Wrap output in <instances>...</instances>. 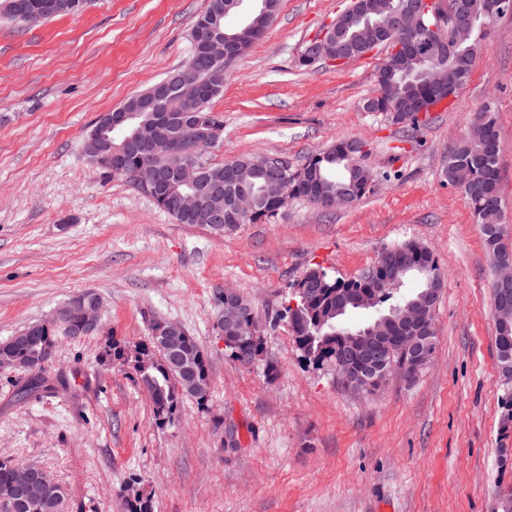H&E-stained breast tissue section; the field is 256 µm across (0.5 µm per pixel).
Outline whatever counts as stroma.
Here are the masks:
<instances>
[{"mask_svg":"<svg viewBox=\"0 0 512 512\" xmlns=\"http://www.w3.org/2000/svg\"><path fill=\"white\" fill-rule=\"evenodd\" d=\"M348 2L280 0L212 102L224 141L207 158L279 156L298 168L360 140L374 188L332 210L292 198L224 236L177 223L83 151L101 115L186 63L207 0H91L44 23L0 18V339L90 290L115 339L148 344L158 316L197 339L211 370L207 401L181 400L163 424L132 365H99L96 335L60 339L47 375L67 389L26 395L23 374L0 373V458L38 462L66 488L63 512H127L136 492L155 512H497L512 489L493 270L468 198L443 175L449 149L491 108L512 231V15L496 21L451 108L412 126L363 109L385 50L299 65ZM412 239L443 274L433 358L414 382L396 371L374 393L347 391L330 366L304 360L278 314L309 268L354 278ZM227 286L262 330L247 366L213 328Z\"/></svg>","mask_w":512,"mask_h":512,"instance_id":"1","label":"stroma"}]
</instances>
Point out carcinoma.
Returning a JSON list of instances; mask_svg holds the SVG:
<instances>
[{
	"label": "carcinoma",
	"instance_id": "1",
	"mask_svg": "<svg viewBox=\"0 0 512 512\" xmlns=\"http://www.w3.org/2000/svg\"><path fill=\"white\" fill-rule=\"evenodd\" d=\"M25 0H3L0 12L8 19L28 23L27 13L23 9ZM253 6L247 17L235 28H228L227 19L237 15L240 10L227 13H212L211 8L197 19L192 32V51L185 66L168 79L182 83L185 92H176L162 100L154 109L164 115V130L167 137L178 139L185 144L181 153H173L167 144L159 140L148 152L122 153L123 172L119 176L134 180V174L141 169L154 168L165 174V182L160 190L151 195L154 202L180 224L200 225L222 235L231 232L242 224H257L276 214L290 198H302L317 204L322 197L334 195L348 187L358 189V198L371 191L374 182L373 173L364 166L361 158H349L344 152V141L339 140L330 148L313 155L306 163L313 174L307 183V174L299 169L288 167L278 179H273L252 167L250 158L239 157L222 164L204 161L202 149L220 145L224 140V116L211 107V101L224 92V79L227 65L224 61L209 62L201 45L195 42L197 30L209 22L218 23L224 32L235 33L246 26L263 32L271 20L267 15L259 14L258 0H252ZM493 25L477 26L476 40L469 45L450 51L452 56H462L476 63L480 47L491 36ZM425 73L418 78L405 77L397 72V66L389 59L383 61L378 69L382 77L393 76L397 95L380 98L376 95L368 98L364 109L368 112H387L395 123L413 120L412 102L418 97L430 98L435 106L440 100L433 98L430 81L431 64L424 66ZM152 88L132 95L125 101L129 111L138 114L136 122L152 119L149 101ZM127 135V129H115L107 134L112 144L96 137V129H91L84 143L85 151H96L101 158H107L115 147L120 145ZM501 151H491L483 142L463 139L448 151V168L445 178L448 183L461 188L468 197L473 216L482 224L485 244L493 261L512 260V248L505 244L507 231L505 225L494 224V210L489 207L490 200L501 197L499 189V157ZM201 161V181L220 187V191L204 198L191 211L178 208V197L188 188L177 181V171L181 165ZM234 167L237 182L249 187L258 198L255 212L236 220L224 219L215 222V215L226 214L229 208L232 188L224 184V168ZM402 251V260L407 270L400 272L399 264H383L374 269L370 279L362 276L355 279H339L328 274L322 267L309 269L304 277L315 283L317 291L305 304H299L294 312V323L298 329L292 331L296 348L309 363H333L345 354L350 345V337L365 328L379 330V335L391 337L387 348L386 362L382 372L375 375V382L367 387L362 383L348 386L354 392L368 393L376 389L386 379V374L397 370L408 380H414L427 364V360L405 352L396 337L402 335L400 328L391 323L387 316L393 306L418 303L423 308L424 322L433 323L435 308L422 298L428 289L442 290V277L438 262L432 251L416 240L404 241L385 249L389 255ZM417 278L420 286L411 292H404L406 281ZM396 281V288L375 289L384 281ZM379 291V310L372 312L370 319L360 326L344 324V318L358 310V297L362 294ZM162 320H149L151 348L157 350L153 356L144 353L146 346L131 348L114 339L111 333L104 335L98 363L109 366L114 362L131 363L139 373L140 383L153 406L156 420L164 423L171 419L177 410L179 400L191 397L203 403L208 397L210 379L207 361L197 339L185 333V339L179 346V352L190 368V378L186 379L175 372L173 356L160 347L162 339L154 335ZM496 349L498 361L503 372L512 374V319L506 323L496 322ZM78 340L84 337L80 332V320L77 317L67 319L52 318L47 322H35L25 326L13 336L0 340V362L7 363V370H15L26 376L25 387L29 391L41 388L52 389L48 383L47 369L40 366L44 359L54 360L59 337ZM263 340L248 342L240 346L239 352L231 353L233 359L243 365L251 364L260 354ZM15 463L9 459H0V512H62L67 496L65 488L51 478L44 470L35 472L31 483L22 493L14 489Z\"/></svg>",
	"mask_w": 512,
	"mask_h": 512
}]
</instances>
